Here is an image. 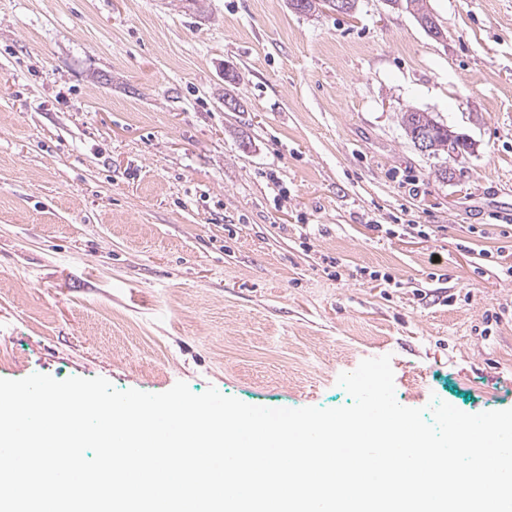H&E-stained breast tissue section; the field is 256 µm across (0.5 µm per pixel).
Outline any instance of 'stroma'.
<instances>
[{
    "mask_svg": "<svg viewBox=\"0 0 512 512\" xmlns=\"http://www.w3.org/2000/svg\"><path fill=\"white\" fill-rule=\"evenodd\" d=\"M427 5L0 0V378L512 408V0ZM386 1L390 4H392L391 6H397L398 8L404 7L406 10L413 11V14H414L415 18L417 19V21H418V19L420 21V19H423V18H428V17L432 18V15L424 6V3L426 2L424 0H386ZM420 23L423 24V26L428 30V32L431 36H433L437 39L441 38V35L438 34V29L436 28L435 21H433L431 19H423ZM426 29H425V31L427 32ZM402 123L404 126V130L406 136L411 141V143L416 147L415 143V133L419 131L420 133L425 132L430 135V145L432 149L429 151L433 154H438L441 151L440 146L444 145V143L448 142V148H445V151H448L449 157H456L457 148L454 142L453 137H448V133L463 135L454 131L448 130V126L440 124L434 121L431 117L428 116L425 112L418 111H408L404 112L402 117ZM464 136V135H463Z\"/></svg>",
    "mask_w": 512,
    "mask_h": 512,
    "instance_id": "35a3bbf8",
    "label": "stroma"
}]
</instances>
